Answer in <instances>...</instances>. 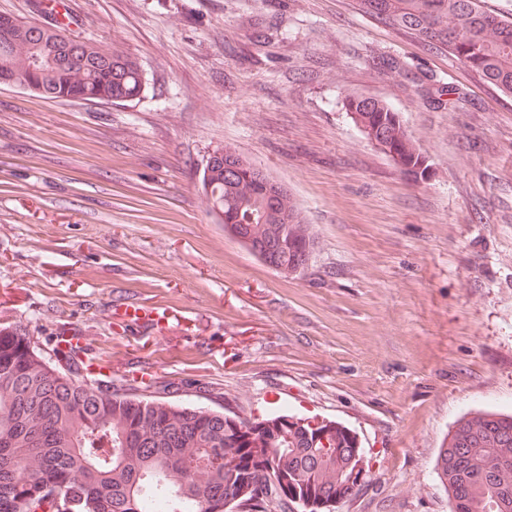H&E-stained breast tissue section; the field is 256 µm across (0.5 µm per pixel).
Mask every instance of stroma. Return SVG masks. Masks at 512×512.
<instances>
[{
	"label": "stroma",
	"instance_id": "obj_1",
	"mask_svg": "<svg viewBox=\"0 0 512 512\" xmlns=\"http://www.w3.org/2000/svg\"><path fill=\"white\" fill-rule=\"evenodd\" d=\"M0 0L137 58L140 98L0 87V322L70 328L115 386L354 430L368 473L336 512H451L456 422L512 412V94L357 0ZM399 112L430 162L405 176L343 108ZM228 146L284 185L314 237L284 276L224 231L201 185ZM188 326H124L117 303Z\"/></svg>",
	"mask_w": 512,
	"mask_h": 512
}]
</instances>
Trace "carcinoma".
Listing matches in <instances>:
<instances>
[{"instance_id":"cac0c4a2","label":"carcinoma","mask_w":512,"mask_h":512,"mask_svg":"<svg viewBox=\"0 0 512 512\" xmlns=\"http://www.w3.org/2000/svg\"><path fill=\"white\" fill-rule=\"evenodd\" d=\"M361 9L420 42L445 46L471 72L512 93V21L482 0H359ZM0 36V69L46 99L121 104L147 81L139 62L81 41L67 59L69 36L15 19ZM343 107L362 134L400 170L422 178L428 158L387 103L352 91ZM202 186L225 224L240 225L246 246L271 263L301 260L314 238L288 190L225 147L206 160ZM51 351L21 327L0 324V512H226L274 476L280 496L334 512L351 495L364 448L337 421L285 414L231 420L224 409L120 392L76 379L92 364L74 356L88 345L61 329ZM326 438L328 447L319 444ZM437 473L452 512H512V414L463 417L440 449Z\"/></svg>"}]
</instances>
